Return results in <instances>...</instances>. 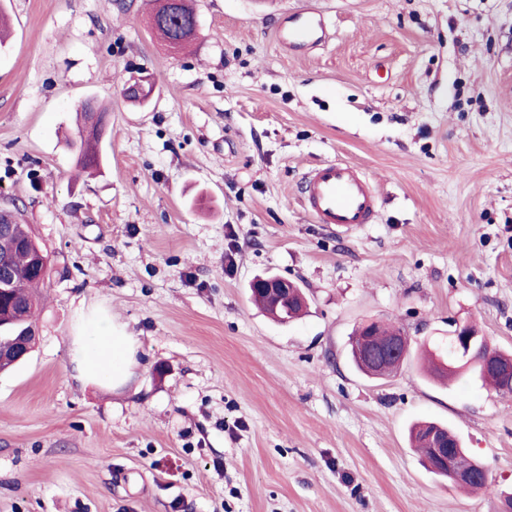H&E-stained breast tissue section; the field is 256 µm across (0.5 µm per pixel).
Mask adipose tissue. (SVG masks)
<instances>
[{
  "label": "adipose tissue",
  "instance_id": "obj_1",
  "mask_svg": "<svg viewBox=\"0 0 512 512\" xmlns=\"http://www.w3.org/2000/svg\"><path fill=\"white\" fill-rule=\"evenodd\" d=\"M136 339L112 319L89 317L74 340L73 361L79 379L123 385L135 363Z\"/></svg>",
  "mask_w": 512,
  "mask_h": 512
}]
</instances>
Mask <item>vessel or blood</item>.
<instances>
[{
	"instance_id": "obj_1",
	"label": "vessel or blood",
	"mask_w": 512,
	"mask_h": 512,
	"mask_svg": "<svg viewBox=\"0 0 512 512\" xmlns=\"http://www.w3.org/2000/svg\"><path fill=\"white\" fill-rule=\"evenodd\" d=\"M281 43L293 53L320 45L325 39L321 23L297 14L293 24L279 31ZM304 207L316 223L355 228L373 223L377 195L369 177L340 161H328L310 170L303 178Z\"/></svg>"
}]
</instances>
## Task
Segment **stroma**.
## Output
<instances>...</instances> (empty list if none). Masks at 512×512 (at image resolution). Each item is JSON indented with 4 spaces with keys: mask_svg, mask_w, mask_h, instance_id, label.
Segmentation results:
<instances>
[{
    "mask_svg": "<svg viewBox=\"0 0 512 512\" xmlns=\"http://www.w3.org/2000/svg\"><path fill=\"white\" fill-rule=\"evenodd\" d=\"M194 7L174 53L150 0H0V208L49 257L38 342L0 372V512H494L512 397L414 359L369 379L349 349L378 320L416 349L460 322L512 351V0ZM297 9L328 33L307 54L278 40ZM89 98L112 124L93 176L67 143ZM334 160L371 179L375 223L306 212L303 174ZM263 274L303 288L302 319L252 304ZM88 310L137 340L119 388L72 376ZM420 420L453 429L487 487L425 468Z\"/></svg>",
    "mask_w": 512,
    "mask_h": 512,
    "instance_id": "stroma-1",
    "label": "stroma"
}]
</instances>
